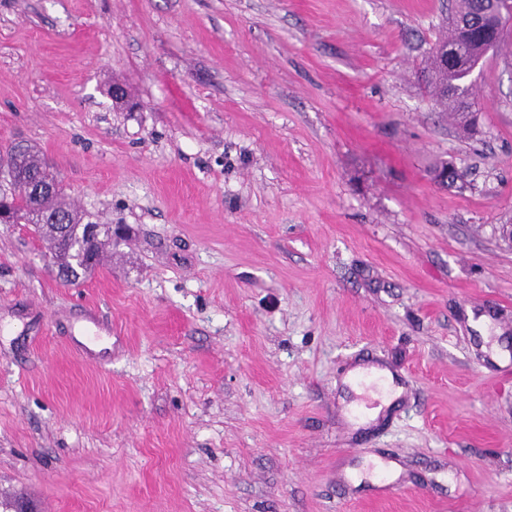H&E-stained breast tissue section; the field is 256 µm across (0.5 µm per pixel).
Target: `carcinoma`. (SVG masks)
<instances>
[{"label": "carcinoma", "mask_w": 512, "mask_h": 512, "mask_svg": "<svg viewBox=\"0 0 512 512\" xmlns=\"http://www.w3.org/2000/svg\"><path fill=\"white\" fill-rule=\"evenodd\" d=\"M505 41V30L492 14H475V0H458L455 14L448 19L447 36L439 44L456 50L448 63L430 58L432 96L436 104L457 112H471L473 98L470 69ZM26 178L37 180L43 191L37 195L10 194V210L16 224H34L49 244L54 264L62 268L67 281L76 282L101 261L105 242L87 236L83 214L62 197L55 180L49 177L38 156L31 150L10 157L0 180L11 186Z\"/></svg>", "instance_id": "1"}]
</instances>
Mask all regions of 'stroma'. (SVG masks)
Segmentation results:
<instances>
[{
	"instance_id": "1",
	"label": "stroma",
	"mask_w": 512,
	"mask_h": 512,
	"mask_svg": "<svg viewBox=\"0 0 512 512\" xmlns=\"http://www.w3.org/2000/svg\"><path fill=\"white\" fill-rule=\"evenodd\" d=\"M455 4L0 0V154L124 227L71 284L0 224V512H512V35L464 134Z\"/></svg>"
}]
</instances>
